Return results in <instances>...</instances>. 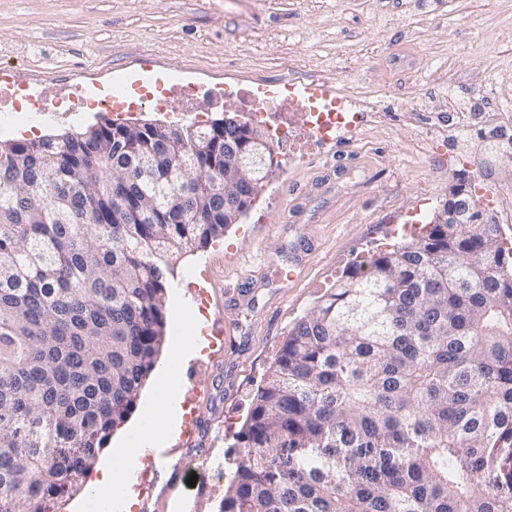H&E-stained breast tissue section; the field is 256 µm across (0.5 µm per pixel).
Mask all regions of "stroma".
<instances>
[{
  "mask_svg": "<svg viewBox=\"0 0 512 512\" xmlns=\"http://www.w3.org/2000/svg\"><path fill=\"white\" fill-rule=\"evenodd\" d=\"M1 67L47 101L81 98L12 114L47 135L109 117L95 102L116 86L174 77L199 89L192 107L148 103L133 118L189 125L223 106L252 123L244 95L312 82L369 101L333 141L277 146L247 213L176 264L170 291L205 318L206 345L180 375L198 391L182 404L198 449L170 442L179 480L122 512H219L235 435L289 330L353 262L428 223L459 172H485L512 241V0H0Z\"/></svg>",
  "mask_w": 512,
  "mask_h": 512,
  "instance_id": "stroma-1",
  "label": "stroma"
}]
</instances>
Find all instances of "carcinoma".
Here are the masks:
<instances>
[{"label": "carcinoma", "instance_id": "1", "mask_svg": "<svg viewBox=\"0 0 512 512\" xmlns=\"http://www.w3.org/2000/svg\"><path fill=\"white\" fill-rule=\"evenodd\" d=\"M245 134L105 120L0 141V512L84 490L162 353L174 265L241 216L211 160ZM237 440L220 512H512L499 225L426 224L348 268L289 330Z\"/></svg>", "mask_w": 512, "mask_h": 512}]
</instances>
